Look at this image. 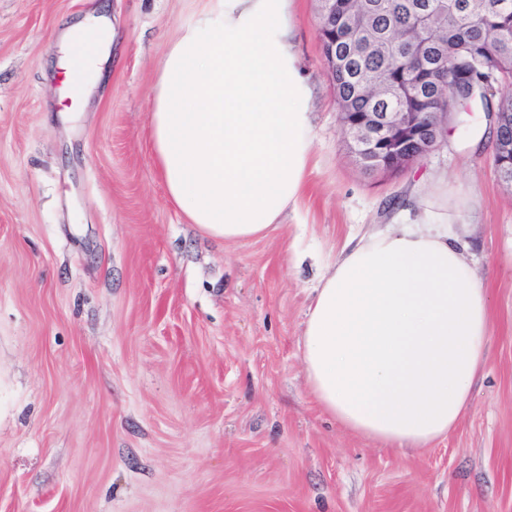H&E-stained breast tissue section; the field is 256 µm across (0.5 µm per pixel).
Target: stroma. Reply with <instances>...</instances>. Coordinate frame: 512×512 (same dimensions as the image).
I'll return each instance as SVG.
<instances>
[{
	"label": "stroma",
	"mask_w": 512,
	"mask_h": 512,
	"mask_svg": "<svg viewBox=\"0 0 512 512\" xmlns=\"http://www.w3.org/2000/svg\"><path fill=\"white\" fill-rule=\"evenodd\" d=\"M208 0H0V512H512V191L473 105L394 173L350 153L295 0L312 155L263 239L187 223L147 148L150 91ZM112 28L62 96L59 47ZM429 197L489 290L488 360L448 438L387 448L325 415L299 339L321 268ZM95 35L94 50L88 55H82L84 66L89 73H98L97 57L99 53L100 45L103 43L110 44L111 39L104 34L102 28L89 26L84 23H79L69 28L61 45V51L64 59V69L69 70L71 63L77 52V48L86 39L88 34ZM82 37V38H81ZM81 40L79 41V39Z\"/></svg>",
	"instance_id": "1"
}]
</instances>
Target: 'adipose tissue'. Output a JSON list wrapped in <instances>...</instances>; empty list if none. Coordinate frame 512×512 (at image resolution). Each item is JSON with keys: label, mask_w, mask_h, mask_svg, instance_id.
<instances>
[{"label": "adipose tissue", "mask_w": 512, "mask_h": 512, "mask_svg": "<svg viewBox=\"0 0 512 512\" xmlns=\"http://www.w3.org/2000/svg\"><path fill=\"white\" fill-rule=\"evenodd\" d=\"M294 0H211L165 55L148 144L168 199L225 240L297 209L311 95ZM446 214L347 243L325 266L300 339L312 395L345 430L392 448L448 436L486 362L488 290Z\"/></svg>", "instance_id": "obj_1"}]
</instances>
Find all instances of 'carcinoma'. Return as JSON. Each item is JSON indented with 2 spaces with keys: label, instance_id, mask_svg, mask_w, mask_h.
Here are the masks:
<instances>
[{
  "label": "carcinoma",
  "instance_id": "obj_1",
  "mask_svg": "<svg viewBox=\"0 0 512 512\" xmlns=\"http://www.w3.org/2000/svg\"><path fill=\"white\" fill-rule=\"evenodd\" d=\"M349 0H331L321 30L326 50L336 53L331 81L336 100L348 104V111L360 118L366 112H447L456 119L465 101H480L494 123L493 163H499L503 140L512 139V127L499 124V113L511 112L509 96L493 101L488 78L512 85V0H367L370 17L359 40H373L379 50L351 54L346 49L345 8ZM433 13L448 28L447 52L438 68L425 70L421 53L433 48L422 45L417 26L422 16ZM397 90L387 99L365 95L380 78ZM423 81L421 96L406 91L414 81Z\"/></svg>",
  "mask_w": 512,
  "mask_h": 512
}]
</instances>
